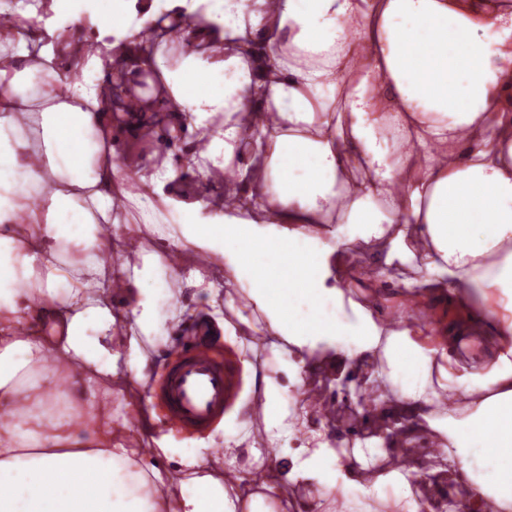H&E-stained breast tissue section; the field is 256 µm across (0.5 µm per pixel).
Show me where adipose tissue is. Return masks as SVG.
I'll return each instance as SVG.
<instances>
[{"instance_id":"adipose-tissue-1","label":"adipose tissue","mask_w":512,"mask_h":512,"mask_svg":"<svg viewBox=\"0 0 512 512\" xmlns=\"http://www.w3.org/2000/svg\"><path fill=\"white\" fill-rule=\"evenodd\" d=\"M82 16L64 0L0 27V259L17 273L0 289V512H271L264 494L205 474V459L180 463L174 480L150 466L149 499L119 496L114 468L139 463V443L113 427L100 394L119 368L140 380L146 359L136 332L156 330V289L147 268L123 277L129 303L112 311L104 273L113 206L160 197L183 238L227 272L251 282L263 332L298 349L324 345L354 362L382 351L415 415L443 392L471 398L466 423L448 425L465 487L453 512H512V0H120L119 17L97 16L94 50L72 73L71 98L57 95L62 32ZM183 46L167 64L168 37ZM48 82L22 90L32 73ZM148 74L165 87V110L184 123L202 177L229 173L228 212L206 222L212 203L165 194L177 178L123 170L109 148L105 113L138 115L125 86ZM97 226L89 253L60 264L73 196ZM353 224L336 246L376 239L387 263H416L414 296L459 298L497 288L509 302L498 316L499 346L487 372L453 375L435 365L411 329L367 317L300 323L297 300L343 308L319 233ZM133 332L113 343L117 320ZM95 325L98 336L88 340ZM71 374L80 413L54 419L43 407L58 378ZM484 450L498 466L485 482L469 464ZM327 442L311 449L288 480H316L324 498L346 493L367 464L338 465Z\"/></svg>"}]
</instances>
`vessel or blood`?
Returning <instances> with one entry per match:
<instances>
[{"mask_svg":"<svg viewBox=\"0 0 512 512\" xmlns=\"http://www.w3.org/2000/svg\"><path fill=\"white\" fill-rule=\"evenodd\" d=\"M180 356V363L169 372L162 389L168 420L201 429L223 413L234 398V371L217 362L209 348L199 344L183 343Z\"/></svg>","mask_w":512,"mask_h":512,"instance_id":"1","label":"vessel or blood"}]
</instances>
